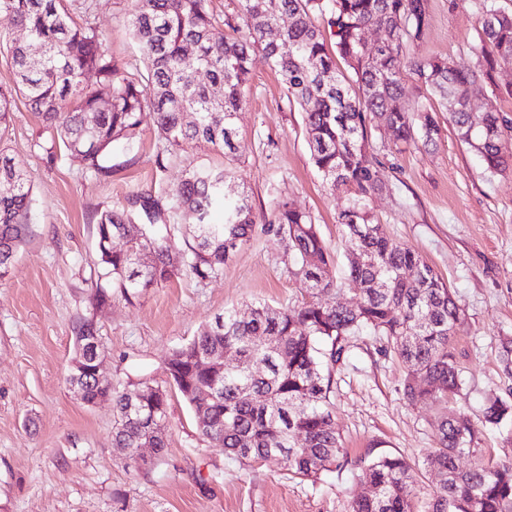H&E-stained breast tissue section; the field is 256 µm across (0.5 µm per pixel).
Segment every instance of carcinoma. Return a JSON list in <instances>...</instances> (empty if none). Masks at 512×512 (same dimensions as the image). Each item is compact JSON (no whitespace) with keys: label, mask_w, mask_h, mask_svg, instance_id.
<instances>
[{"label":"carcinoma","mask_w":512,"mask_h":512,"mask_svg":"<svg viewBox=\"0 0 512 512\" xmlns=\"http://www.w3.org/2000/svg\"><path fill=\"white\" fill-rule=\"evenodd\" d=\"M131 3V34L146 62V73L137 75L124 71L93 27L73 19L67 0H0V13L11 15L18 28L0 35V50L15 69L14 85H0V133L22 98L49 134L46 153L54 156L61 144L94 176L111 173L112 144L131 138L147 118L163 151L205 144L233 161L236 118L246 103L252 54L260 51L303 112L314 167L331 189L351 194L337 223L347 281L359 300H321L322 293L340 290L329 248L309 213L278 202L269 229L286 242L308 299L288 308L255 302L246 317L224 309L171 354L163 385H117L70 366L71 389L112 399L113 447L126 449L137 466V449L145 442L167 448L166 435L151 421L167 418L166 385L172 384L194 412L201 436L225 454L239 462L277 457L293 476L314 480L343 456L330 393L349 339L364 332L386 338L403 363L404 398L438 407L437 445L424 460L437 479L427 512H512V459L458 465L462 455L477 453L483 430L512 422V402L488 401L479 426L448 408L462 385L452 338L464 309L434 269L389 239L370 212L369 197L382 189L383 162L366 148L374 121L396 145L435 144L440 108L489 172L512 171V149L503 139L508 120L494 109L476 116L472 107L497 66L512 64V12L481 0L480 15L491 13L493 20L478 21L480 50L472 66L438 58L409 62L431 89L435 108L410 101L402 82L401 53L424 34L427 0H238L239 25L214 15L210 0ZM284 17L288 24L269 37ZM320 17L327 20L328 38ZM371 28L391 31L395 42L367 51L363 35ZM230 179L226 168H197L175 188L170 209L194 218L192 244L183 252L172 242L170 225L139 222V214L153 215L156 202L149 197H137L136 210L101 212L96 302L116 295L131 303L184 269L201 278L223 269L256 224L245 191L226 194ZM31 202L29 180L0 148L1 280L33 233ZM219 203L223 220L217 223L212 213ZM116 238L127 248L112 249ZM91 332L90 322L76 323L73 360L85 357ZM229 350L237 362L225 361ZM358 479L369 492L352 501L350 512H420L417 474L404 458L377 457L361 467Z\"/></svg>","instance_id":"carcinoma-1"}]
</instances>
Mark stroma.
I'll return each instance as SVG.
<instances>
[{
  "instance_id": "obj_1",
  "label": "stroma",
  "mask_w": 512,
  "mask_h": 512,
  "mask_svg": "<svg viewBox=\"0 0 512 512\" xmlns=\"http://www.w3.org/2000/svg\"><path fill=\"white\" fill-rule=\"evenodd\" d=\"M423 37L408 57H440L466 67L479 45V0H428ZM128 0H73L72 13L92 25L125 70L144 72L128 27ZM247 103L236 119L235 183L245 184L258 218L252 237L212 277L184 271L146 289L134 303H93V257L99 212L130 207L135 196L168 206L185 173L220 166L206 146L157 164V137L142 124L132 146L112 147V172L95 177L80 158L43 149L47 134L25 103L13 113L8 155L32 180L35 234L0 281V512H350L363 491L364 462L385 454L422 463L437 443L432 404H408L405 368L382 355L372 337L351 338L330 399L345 456L317 481L292 477L280 461L241 464L203 440L176 388L168 390V450L154 466L137 468L112 444V403L87 405L66 383L73 326L92 320L112 381L162 380L168 355L230 306L247 313L264 301L288 307L302 284L280 236L268 232L277 201L311 214L335 259H346L337 214L349 204L314 169L302 112L289 103L280 76L262 53L251 61ZM436 145L395 147L372 128L369 150L384 161L382 192L369 207L385 234L412 247L448 284L465 310L453 349L462 379L451 407L472 422L491 398L512 394L500 358L512 339V172L490 173L439 114Z\"/></svg>"
}]
</instances>
